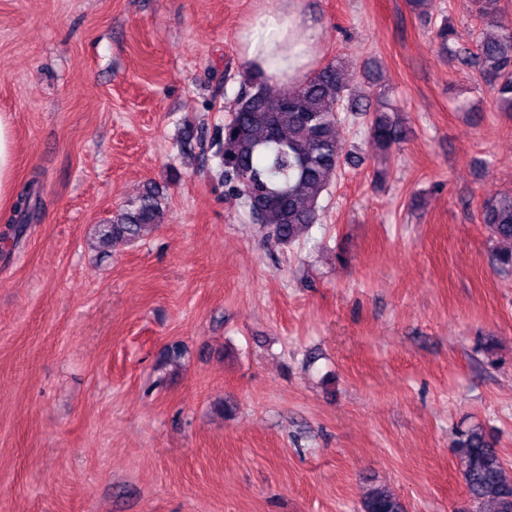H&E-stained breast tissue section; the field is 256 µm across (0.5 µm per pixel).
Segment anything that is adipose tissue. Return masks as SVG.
I'll return each mask as SVG.
<instances>
[{"instance_id": "1", "label": "adipose tissue", "mask_w": 512, "mask_h": 512, "mask_svg": "<svg viewBox=\"0 0 512 512\" xmlns=\"http://www.w3.org/2000/svg\"><path fill=\"white\" fill-rule=\"evenodd\" d=\"M321 42L322 29L305 15L302 0H285L284 9L276 14L255 11L239 35L245 67L270 72L274 70V57L292 55L291 67L277 72L286 88L296 85L314 68Z\"/></svg>"}]
</instances>
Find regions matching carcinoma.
<instances>
[{
    "label": "carcinoma",
    "mask_w": 512,
    "mask_h": 512,
    "mask_svg": "<svg viewBox=\"0 0 512 512\" xmlns=\"http://www.w3.org/2000/svg\"><path fill=\"white\" fill-rule=\"evenodd\" d=\"M488 32L476 51L461 56L457 31L444 21L434 38L440 53L462 57L478 68L497 111L512 113V14L501 0H473ZM366 72H349L346 62L334 59L312 70L289 90L274 94V76L263 70L239 72V88L229 117L215 129L210 146L220 160L224 195L236 201L253 223L283 246L294 244L318 223L321 199L329 193L338 171L354 163V156L337 135L338 113H372L370 137L385 157L407 137L399 109L383 96L371 100L363 89ZM36 184L18 194L6 220L21 234L36 215ZM482 223L501 244L494 260L512 271V192H502L481 206ZM164 219L162 195L146 189L103 224L95 225V239L104 248L117 240L134 242ZM455 454L467 488L472 512H512V473L506 468L490 436L480 426L457 433ZM358 512H407L403 498L390 487L370 484Z\"/></svg>",
    "instance_id": "carcinoma-1"
}]
</instances>
